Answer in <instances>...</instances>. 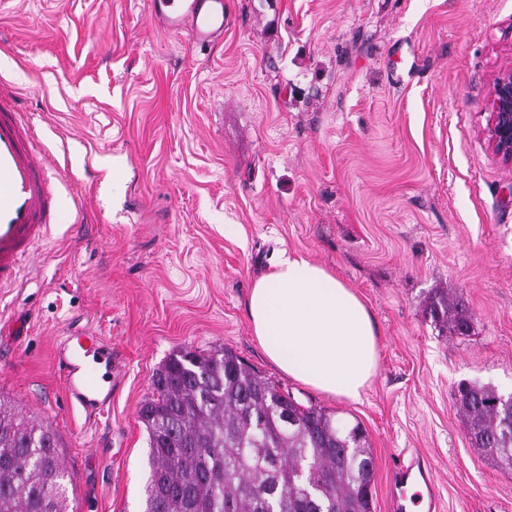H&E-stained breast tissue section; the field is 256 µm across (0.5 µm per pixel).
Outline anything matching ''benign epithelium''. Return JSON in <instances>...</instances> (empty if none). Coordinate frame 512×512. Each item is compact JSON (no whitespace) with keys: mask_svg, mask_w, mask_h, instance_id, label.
I'll return each mask as SVG.
<instances>
[{"mask_svg":"<svg viewBox=\"0 0 512 512\" xmlns=\"http://www.w3.org/2000/svg\"><path fill=\"white\" fill-rule=\"evenodd\" d=\"M489 106L482 134L495 158L512 167V63L502 66L493 76Z\"/></svg>","mask_w":512,"mask_h":512,"instance_id":"obj_1","label":"benign epithelium"}]
</instances>
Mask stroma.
Wrapping results in <instances>:
<instances>
[{
  "label": "stroma",
  "instance_id": "35a3bbf8",
  "mask_svg": "<svg viewBox=\"0 0 512 512\" xmlns=\"http://www.w3.org/2000/svg\"><path fill=\"white\" fill-rule=\"evenodd\" d=\"M210 49L149 0H7L0 81L66 177L50 234L0 288V401L48 427L74 512H144L139 420L175 350L231 349L374 459L373 512L400 460L439 512H512V471L471 448L460 383L512 393V168L481 134L512 61V0H227ZM83 204L76 223L74 201ZM332 269L370 310L377 374L349 403L292 380L246 312L281 252ZM461 299L469 335L430 315ZM88 325L119 352L112 404H70L55 349ZM417 469L422 478L423 485L426 489L427 500L422 491L417 492V499L411 501L413 507L427 508V512H435L438 509L437 497L435 493V483L427 465L421 464L419 461L412 459L409 463H400L397 467L396 477L400 482L408 481L413 470Z\"/></svg>",
  "mask_w": 512,
  "mask_h": 512
}]
</instances>
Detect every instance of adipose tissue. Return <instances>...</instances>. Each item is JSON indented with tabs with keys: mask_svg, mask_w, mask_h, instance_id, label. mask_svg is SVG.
Instances as JSON below:
<instances>
[{
	"mask_svg": "<svg viewBox=\"0 0 512 512\" xmlns=\"http://www.w3.org/2000/svg\"><path fill=\"white\" fill-rule=\"evenodd\" d=\"M247 314L258 344L284 374L360 401L378 368L377 333L366 304L336 273L302 256H281L254 281Z\"/></svg>",
	"mask_w": 512,
	"mask_h": 512,
	"instance_id": "ef3b65f1",
	"label": "adipose tissue"
}]
</instances>
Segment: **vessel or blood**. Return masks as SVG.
Returning a JSON list of instances; mask_svg holds the SVG:
<instances>
[{
	"instance_id": "b4317fda",
	"label": "vessel or blood",
	"mask_w": 512,
	"mask_h": 512,
	"mask_svg": "<svg viewBox=\"0 0 512 512\" xmlns=\"http://www.w3.org/2000/svg\"><path fill=\"white\" fill-rule=\"evenodd\" d=\"M152 19L168 32L187 33L206 47L224 37V0H151ZM57 174L36 147L34 124L15 110L0 91V287L13 285L31 244L47 235L57 200L52 181ZM112 345L90 328L66 331L57 360L66 394L86 415L112 402V380L97 374L94 362L111 360ZM419 473L426 489L416 506L437 512L435 483L427 465L412 460L399 464L396 477L408 481Z\"/></svg>"
}]
</instances>
